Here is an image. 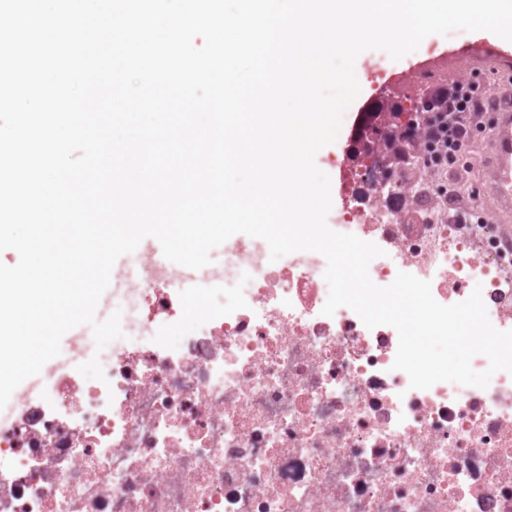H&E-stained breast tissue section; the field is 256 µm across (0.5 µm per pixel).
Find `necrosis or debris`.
<instances>
[{
	"label": "necrosis or debris",
	"mask_w": 512,
	"mask_h": 512,
	"mask_svg": "<svg viewBox=\"0 0 512 512\" xmlns=\"http://www.w3.org/2000/svg\"><path fill=\"white\" fill-rule=\"evenodd\" d=\"M447 56L383 76L422 101L448 83ZM409 145L379 167L340 162L346 201L331 216L383 249L379 286L406 272L451 305L481 288L494 327L512 330V241L448 211V159L417 113ZM230 237L211 288H248L184 325L179 272L151 249L128 254L118 297L147 342L113 348L103 379L62 366L40 400L0 423V512H512V374L484 388H410L394 369L398 333L342 307L323 315L325 258Z\"/></svg>",
	"instance_id": "necrosis-or-debris-1"
}]
</instances>
